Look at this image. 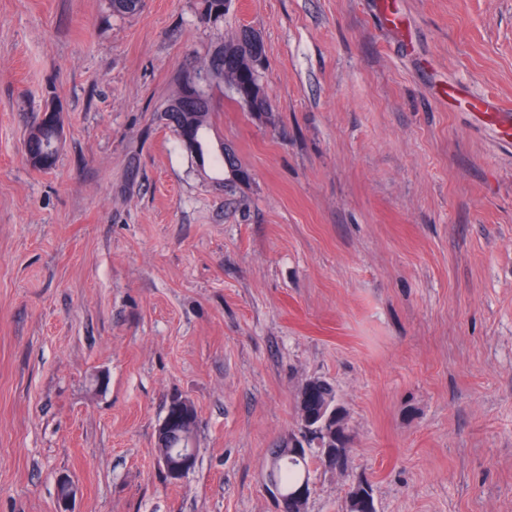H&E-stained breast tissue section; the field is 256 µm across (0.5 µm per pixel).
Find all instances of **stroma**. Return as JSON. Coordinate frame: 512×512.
Instances as JSON below:
<instances>
[{
    "label": "stroma",
    "mask_w": 512,
    "mask_h": 512,
    "mask_svg": "<svg viewBox=\"0 0 512 512\" xmlns=\"http://www.w3.org/2000/svg\"><path fill=\"white\" fill-rule=\"evenodd\" d=\"M0 0V512H278L272 449L302 382L346 411L307 512H512V0ZM260 32L271 109L224 85L200 167L159 119L194 56ZM60 113L51 169L29 129ZM197 463L165 481L172 394ZM455 99L460 105L463 104L470 110L482 113L484 117L496 120L499 123L502 132H504L507 137L509 136L510 122L507 116L503 114L506 112L500 108L495 98L490 96H483L475 99H462L458 97Z\"/></svg>",
    "instance_id": "35a3bbf8"
}]
</instances>
